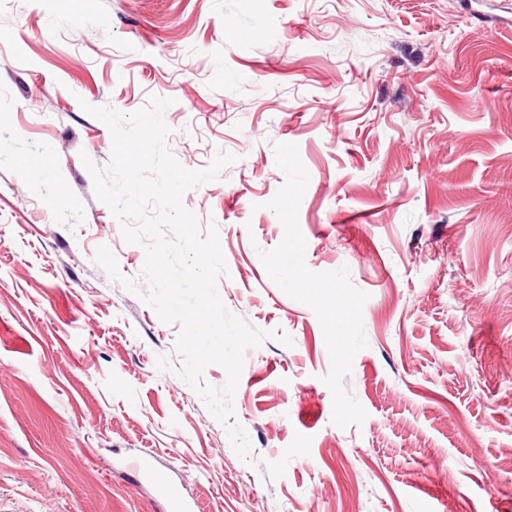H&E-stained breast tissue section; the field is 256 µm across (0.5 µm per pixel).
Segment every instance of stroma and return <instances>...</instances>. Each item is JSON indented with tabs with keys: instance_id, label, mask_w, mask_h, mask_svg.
Returning <instances> with one entry per match:
<instances>
[{
	"instance_id": "1",
	"label": "stroma",
	"mask_w": 512,
	"mask_h": 512,
	"mask_svg": "<svg viewBox=\"0 0 512 512\" xmlns=\"http://www.w3.org/2000/svg\"><path fill=\"white\" fill-rule=\"evenodd\" d=\"M464 2L0 0V512H159L126 467L147 455L197 512H512V0ZM152 96L181 166L236 156L183 204L218 226L228 310L293 340L244 353L248 463L175 375L181 325L82 162L112 135L81 102ZM278 142L309 174L307 268L368 296L359 425L333 423L320 321L257 254L284 237Z\"/></svg>"
}]
</instances>
